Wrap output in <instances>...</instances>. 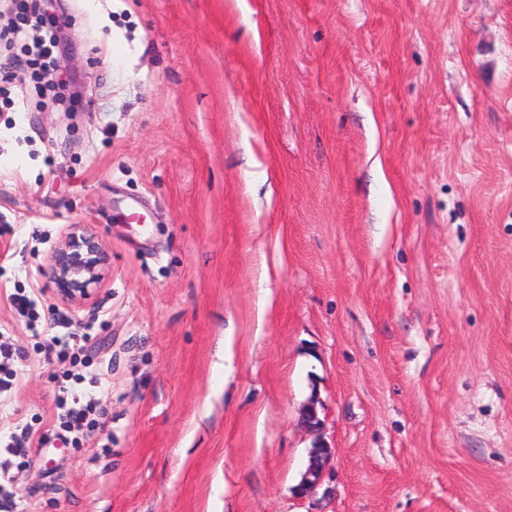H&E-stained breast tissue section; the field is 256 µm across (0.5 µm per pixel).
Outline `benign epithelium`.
<instances>
[{
  "label": "benign epithelium",
  "instance_id": "obj_1",
  "mask_svg": "<svg viewBox=\"0 0 512 512\" xmlns=\"http://www.w3.org/2000/svg\"><path fill=\"white\" fill-rule=\"evenodd\" d=\"M108 254L98 239L87 234L79 224L70 225L63 241L48 258L45 274L55 285L60 298L79 304L98 282ZM320 399L312 392L302 414V424L315 439L309 451V465L301 475L298 488L302 493L315 490L323 481L326 468L334 457L333 448L322 435L324 421L318 412Z\"/></svg>",
  "mask_w": 512,
  "mask_h": 512
}]
</instances>
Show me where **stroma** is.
Segmentation results:
<instances>
[{
	"label": "stroma",
	"instance_id": "stroma-1",
	"mask_svg": "<svg viewBox=\"0 0 512 512\" xmlns=\"http://www.w3.org/2000/svg\"><path fill=\"white\" fill-rule=\"evenodd\" d=\"M49 11L60 69L0 79V416L55 413L33 288L93 324L109 432L12 469L22 512H512V0ZM73 224L109 254L78 305ZM108 260L100 241L88 235L80 224H73L48 258L45 274L62 300L80 304L89 287L98 282L100 270ZM11 306L23 317L27 319L26 324L32 332V337L38 341L39 348L44 346L45 336H41L39 327L42 326V316L39 312L38 303L33 297V293L26 292L25 289H16V291L9 296ZM4 336H0V366L2 373L0 374V401L2 396L7 399L12 391L20 387L22 381V373L15 367V361H22V355L19 351L12 347V344L2 341ZM320 404L317 393H311L302 414L303 426L315 436L313 446L309 451L308 465L302 473L298 484V488L302 493L313 491L321 485L326 468L334 457L333 448L325 441L321 432L324 421L320 418L318 412V405ZM316 460H318V463L312 465V462Z\"/></svg>",
	"mask_w": 512,
	"mask_h": 512
}]
</instances>
